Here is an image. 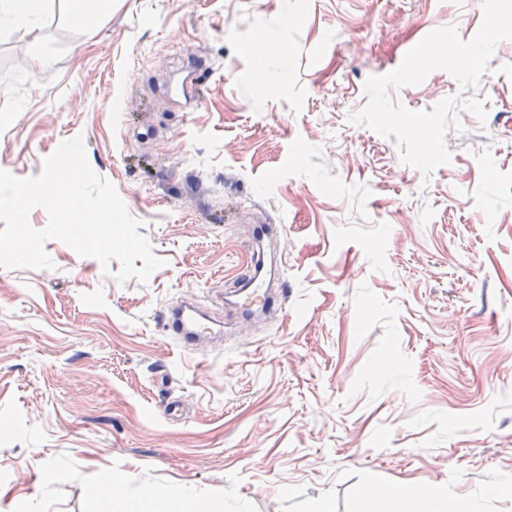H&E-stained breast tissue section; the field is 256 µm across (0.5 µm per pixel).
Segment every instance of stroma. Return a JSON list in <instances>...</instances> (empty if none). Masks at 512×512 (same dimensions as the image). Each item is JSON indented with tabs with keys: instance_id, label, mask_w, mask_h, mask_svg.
Returning a JSON list of instances; mask_svg holds the SVG:
<instances>
[{
	"instance_id": "1",
	"label": "stroma",
	"mask_w": 512,
	"mask_h": 512,
	"mask_svg": "<svg viewBox=\"0 0 512 512\" xmlns=\"http://www.w3.org/2000/svg\"><path fill=\"white\" fill-rule=\"evenodd\" d=\"M79 5L0 31V170L39 175L83 136L165 265L120 283L51 240L56 270L0 267V512H91L115 474L223 512H362L427 484L441 512H512V40L477 87L390 88L484 103L431 174L350 120L430 32L471 39L483 0H112L91 30ZM270 220L282 309L223 310L182 349L163 308L223 309ZM422 491L413 487L401 486L394 490H377L370 492L364 501V512H377L378 499H389L388 512H418L415 504Z\"/></svg>"
}]
</instances>
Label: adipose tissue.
<instances>
[{"instance_id": "obj_1", "label": "adipose tissue", "mask_w": 512, "mask_h": 512, "mask_svg": "<svg viewBox=\"0 0 512 512\" xmlns=\"http://www.w3.org/2000/svg\"><path fill=\"white\" fill-rule=\"evenodd\" d=\"M46 9V0H0V29L26 25L37 30ZM127 478L104 481L94 499L93 512H154L157 501H171L181 512H194V497L179 490H167L140 496L129 495Z\"/></svg>"}]
</instances>
